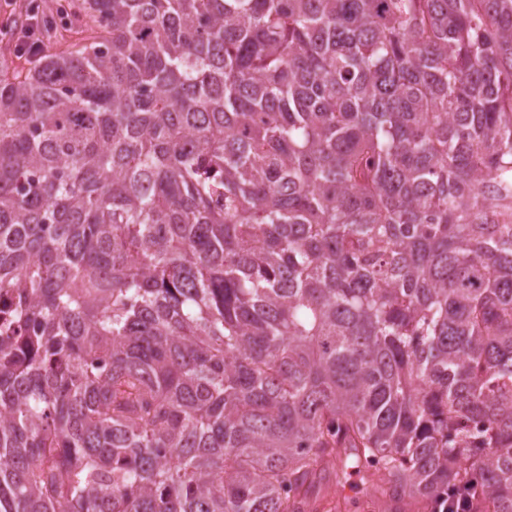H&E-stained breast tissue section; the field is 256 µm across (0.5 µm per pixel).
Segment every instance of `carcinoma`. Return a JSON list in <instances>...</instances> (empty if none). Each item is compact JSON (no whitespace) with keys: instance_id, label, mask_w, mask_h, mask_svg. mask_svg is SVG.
<instances>
[{"instance_id":"obj_1","label":"carcinoma","mask_w":512,"mask_h":512,"mask_svg":"<svg viewBox=\"0 0 512 512\" xmlns=\"http://www.w3.org/2000/svg\"><path fill=\"white\" fill-rule=\"evenodd\" d=\"M0 63V512H512V0H57ZM10 32V38L0 42V55H6V57L12 61L13 68H16V70H23L25 72L31 67L32 62L34 61L31 58L39 57L44 50V46L39 40L32 37L33 30L29 27L23 34L24 40L21 48L23 52H26L31 57L30 58L16 47L17 41L13 38L12 31ZM337 490V496L343 501L345 498L349 505L346 512H361L362 509H357L352 505L353 502L362 503L366 499L368 491L362 485L358 477L351 476L346 481H343V486L340 485Z\"/></svg>"}]
</instances>
